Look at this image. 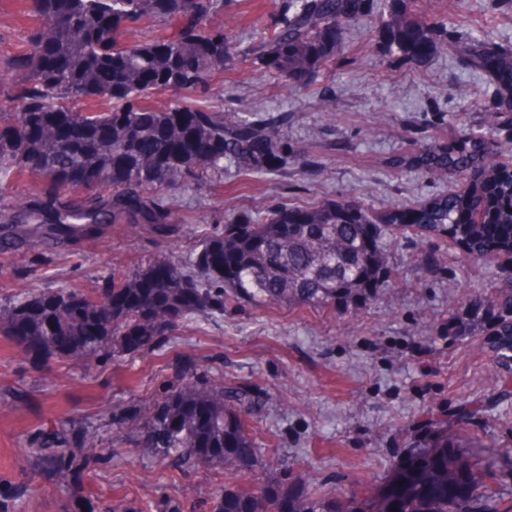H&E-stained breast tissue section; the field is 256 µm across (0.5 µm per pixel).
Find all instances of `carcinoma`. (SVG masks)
<instances>
[{"mask_svg":"<svg viewBox=\"0 0 512 512\" xmlns=\"http://www.w3.org/2000/svg\"><path fill=\"white\" fill-rule=\"evenodd\" d=\"M41 22L8 64L14 117L0 115V181L30 176L39 192L0 211V268L19 255L96 238L112 224L135 233L147 226L166 237L182 216L161 196L181 183L221 179L224 168L273 171L288 164V117L218 112L181 94L233 70L242 54L222 28L206 26L221 0H30ZM378 9L388 53L416 59L438 49L449 18L420 9L419 0H288L254 63L285 82L311 79L336 64L342 30L366 8ZM178 21L169 36L138 38L141 26ZM470 65L512 100V51L469 37ZM157 92L178 98L164 110ZM497 145L469 126L447 145L432 142L398 169L451 175L461 191L415 208L374 212L356 199L314 207H282L262 219L241 215L198 236L192 262L175 251L135 271L112 276V287L15 295L0 302L1 336H38L34 359L51 356L91 364L153 349L196 317L224 313V295L261 304L334 308L370 299L392 271L383 236L418 228L448 241L462 262H508L487 305L448 318L453 336L487 337L498 364H512V166L496 161ZM177 378L147 406L112 409L116 437L137 442L159 461L158 479L215 462L262 465L246 415L259 397L224 379L199 378L195 361L176 363ZM105 459L92 433L76 423L43 437L35 461L48 478H77ZM512 482V448L494 458ZM386 512H512L473 474L448 465V438L410 448L383 493ZM211 512H338L336 498L303 483L279 480L212 492Z\"/></svg>","mask_w":512,"mask_h":512,"instance_id":"carcinoma-1","label":"carcinoma"}]
</instances>
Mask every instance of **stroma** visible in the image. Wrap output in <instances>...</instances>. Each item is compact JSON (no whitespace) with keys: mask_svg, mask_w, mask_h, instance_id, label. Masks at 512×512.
<instances>
[{"mask_svg":"<svg viewBox=\"0 0 512 512\" xmlns=\"http://www.w3.org/2000/svg\"><path fill=\"white\" fill-rule=\"evenodd\" d=\"M222 2L208 24L224 28L246 52L259 49L265 28L285 8V0ZM424 3L457 18L444 48L429 56L397 64L382 55L383 22L370 12L345 30L336 67L314 76L307 88L287 87L274 71L247 61L194 92V103L217 110L287 115V165L273 174L231 168L221 183L169 190L188 223L177 243L149 228L133 236L116 224L96 241L23 254L0 271V299L66 283L104 288L114 268H139L172 244L189 260L192 226L217 231L229 216L352 198L381 210L454 190L455 179L399 172L392 162L430 139H454L466 125L490 129L501 143L512 140L505 104L470 68L461 40L472 31L511 50L512 0ZM33 23L15 0H0V71ZM473 97L479 109L470 108ZM423 249L436 254L434 269L417 267ZM386 255L393 278L372 300L353 298L322 310L228 296L223 314L198 317L153 351L116 362L53 358L36 364L0 336V492L13 494L14 512H109L119 499L146 505L148 512H162L173 500L185 503L184 512H209L206 502L216 487L247 484L251 471L232 463L159 483L157 462L133 442L114 444L113 407L153 402L182 357L262 396V408L248 422L258 450L271 445L279 451L266 461L267 477L314 480L347 507L367 493L374 512H381L380 489L406 449L432 445L444 434L455 442L462 468L492 481L481 462L512 446V368L499 366L491 352L476 353L475 337L448 335L446 325L452 314L495 294L501 267L460 264L434 236L389 238ZM70 419L95 431L112 449V460L77 480H44L30 465L32 439Z\"/></svg>","mask_w":512,"mask_h":512,"instance_id":"stroma-1","label":"stroma"}]
</instances>
